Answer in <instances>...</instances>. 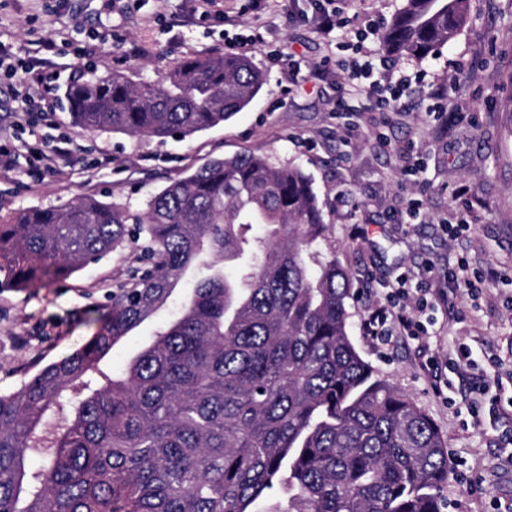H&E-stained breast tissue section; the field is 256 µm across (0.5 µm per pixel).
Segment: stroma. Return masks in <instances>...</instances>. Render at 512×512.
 Instances as JSON below:
<instances>
[{"mask_svg": "<svg viewBox=\"0 0 512 512\" xmlns=\"http://www.w3.org/2000/svg\"><path fill=\"white\" fill-rule=\"evenodd\" d=\"M221 7L218 19L206 16L204 0H0V43L30 66L0 75V144L13 159L0 170V215L91 196L140 211L170 181L215 157L254 152L295 162L323 205L322 248L353 282L354 344L447 441L446 512H512V0H469L465 27L434 56L400 61L383 53L379 37L360 41L350 29L329 46L314 28L313 0H222ZM257 25L264 44L252 56L265 82L224 124L163 141L73 127L65 91L89 72L155 80L181 59L227 54V37H247ZM89 39L97 46L90 59L61 47ZM49 40L55 49L46 48ZM292 58L301 64L293 86ZM354 59L371 60L373 79L384 84L394 72L411 75L400 111H382L349 80L343 65ZM42 71L56 76L49 106L22 112ZM340 101L346 111H337ZM66 137L74 149L64 164L34 174L31 148L49 151ZM461 189L472 202L469 227L452 236ZM462 259L483 284L475 294L447 295L448 272ZM141 265L139 250L125 246L41 288L1 287L0 391L18 389L86 343L113 291ZM402 278L432 301L428 334L421 343L396 336L378 344L365 335L363 318ZM187 289L180 284L122 338L105 366L122 370L176 317ZM479 339L487 350H474L475 368L449 371V353ZM438 378L447 382L440 393ZM482 379L492 398L476 419L469 404Z\"/></svg>", "mask_w": 512, "mask_h": 512, "instance_id": "stroma-1", "label": "stroma"}]
</instances>
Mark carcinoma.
<instances>
[{"label": "carcinoma", "mask_w": 512, "mask_h": 512, "mask_svg": "<svg viewBox=\"0 0 512 512\" xmlns=\"http://www.w3.org/2000/svg\"><path fill=\"white\" fill-rule=\"evenodd\" d=\"M467 10L404 0L383 49L426 59ZM263 83L239 53L185 58L157 81L92 73L66 95L84 132L164 140L224 123ZM327 233L310 176L255 153L209 160L141 212L86 197L1 216L0 275L20 288L125 243L145 268L86 344L0 392V512H443L446 441L356 349ZM191 270L180 315L104 370Z\"/></svg>", "instance_id": "obj_1"}]
</instances>
